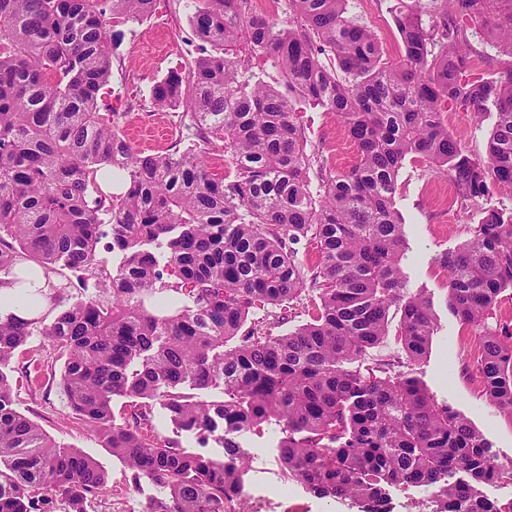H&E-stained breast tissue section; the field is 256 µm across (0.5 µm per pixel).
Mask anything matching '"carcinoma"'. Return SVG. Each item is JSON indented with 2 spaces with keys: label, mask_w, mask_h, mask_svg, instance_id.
<instances>
[{
  "label": "carcinoma",
  "mask_w": 512,
  "mask_h": 512,
  "mask_svg": "<svg viewBox=\"0 0 512 512\" xmlns=\"http://www.w3.org/2000/svg\"><path fill=\"white\" fill-rule=\"evenodd\" d=\"M156 0H0V274L28 262L90 272L109 298L90 297L43 328L64 359L72 418L122 459L134 482L160 489L147 512H237L245 472L228 434L277 422L279 459L311 492L392 512L390 489L432 490L433 512H512L480 486L512 481L492 443L436 402L397 361L349 368L389 335L410 362L428 353L433 303L403 271V222L393 205L403 161L445 171L456 198L512 193V63L484 77L471 65L491 43L512 57V0H412L396 16L403 54L383 51L348 15V0H284L288 21L248 0H201L190 24L202 43L189 73L156 84L160 109L183 105L203 142L220 135L233 169L211 176L200 154L172 146L136 153L98 106L112 71L110 20H139ZM280 75L277 85L257 61ZM336 113L356 145L348 172L313 194L295 105ZM496 114L485 156L448 132L443 113ZM107 165L127 188L99 194ZM123 254L97 269L102 239ZM318 254L305 280L303 240ZM164 249L160 260L153 248ZM448 307L481 327L483 395L512 417V327L488 319L512 289V210L488 208L472 236L436 258ZM318 292L310 321L286 334L244 329L256 308ZM40 319L0 314V512L61 499L88 512L110 492L90 456L62 448L14 407L12 362ZM238 339L233 347L226 342ZM219 388L208 400L199 392ZM116 397L135 402L114 421ZM204 445L218 428L224 459L151 434L155 406Z\"/></svg>",
  "instance_id": "cac0c4a2"
}]
</instances>
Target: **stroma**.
<instances>
[{"label": "stroma", "instance_id": "stroma-1", "mask_svg": "<svg viewBox=\"0 0 512 512\" xmlns=\"http://www.w3.org/2000/svg\"><path fill=\"white\" fill-rule=\"evenodd\" d=\"M399 4L400 0H348L350 16L375 34L385 56L391 59L401 55L395 24ZM192 11L188 0H156L153 13L142 20H112L111 30L116 35L112 74L101 106L103 111L119 113L120 130L133 150L162 152L177 144L184 150L202 151L210 174L224 178L232 168L223 147L205 148L185 129L182 109L160 110L151 99L153 87L171 73L187 72L200 49L189 22ZM297 116L308 150L322 161L321 168L307 175L315 191L322 177L350 169L358 153L336 113L302 103ZM494 121L491 114L479 125L462 112L445 114L449 132L476 157L484 156ZM451 188L448 176L420 159H406L398 174L395 207L404 220V271L410 291L431 297L437 319V332L426 357L411 370L437 402L464 414L490 439L501 461L512 464V418L499 413L469 383V372L462 368L460 356L476 340L478 331L463 325L449 311L446 281L436 262L438 256L455 250L470 237L484 209L511 208L512 196L495 192L464 205L447 200ZM53 280L50 304L42 314L47 324L69 305L98 292L95 280L78 287V275L66 269L59 270ZM314 297V292L307 290L288 309L268 306L252 310L248 323H272L277 333H286L308 320ZM13 366L18 381L16 409L37 421L57 444L80 449L107 473L112 490L94 500L90 512H147L150 501L158 495L157 488L145 479L132 482L126 465L102 447L94 432L72 419L56 381L62 362L41 330H34L20 348ZM280 437V428L273 423L266 425L262 434L242 432L234 436L249 460L241 491L246 512H358L353 501L317 496L298 479L289 477L278 461Z\"/></svg>", "mask_w": 512, "mask_h": 512}]
</instances>
